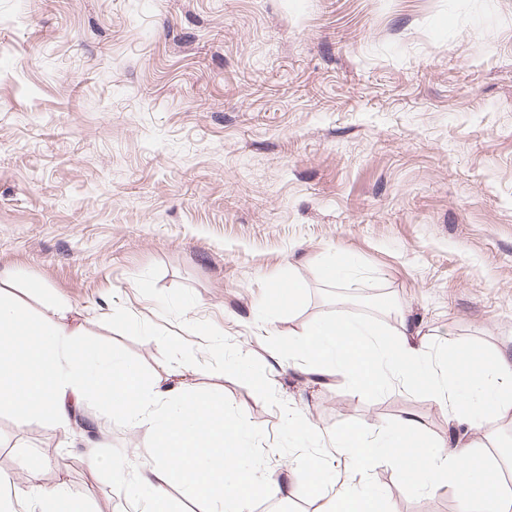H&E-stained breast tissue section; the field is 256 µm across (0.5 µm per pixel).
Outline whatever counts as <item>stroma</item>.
Here are the masks:
<instances>
[{
  "mask_svg": "<svg viewBox=\"0 0 512 512\" xmlns=\"http://www.w3.org/2000/svg\"><path fill=\"white\" fill-rule=\"evenodd\" d=\"M352 258L328 283L323 261ZM183 285L208 321L265 366L278 396L329 435L340 422L414 415L448 441L428 393L314 381L289 359L309 327L353 318L392 334L402 306L419 342L512 350V0H0V271L29 313L42 284L75 306L100 352L164 380L159 344L105 323L116 306L179 332L135 279ZM303 283L298 304L265 309ZM181 332V331H180ZM258 431L269 474L282 422L249 387L196 367ZM41 460L89 512H130L106 460L152 465V440L97 402L69 430L0 407V479ZM102 459L101 467L90 465ZM383 512H459L372 460Z\"/></svg>",
  "mask_w": 512,
  "mask_h": 512,
  "instance_id": "1",
  "label": "stroma"
}]
</instances>
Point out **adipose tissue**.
Masks as SVG:
<instances>
[{"label":"adipose tissue","instance_id":"obj_1","mask_svg":"<svg viewBox=\"0 0 512 512\" xmlns=\"http://www.w3.org/2000/svg\"><path fill=\"white\" fill-rule=\"evenodd\" d=\"M48 309L52 318L44 321L0 294V407L65 429L84 402L97 401L110 416L153 439L155 462L148 471L113 470L146 502L145 512H174L167 488L175 482L185 495L206 500L209 512H250L253 486L227 483L226 474L245 457L263 469L252 446L256 430L228 416L223 397H199L182 382H147L137 364L88 345L82 330L70 325V303L52 300ZM399 325L391 337L361 320L329 318L312 325L306 341L290 353L301 356L311 372L343 374L360 390L381 391L395 383L425 390L471 430L481 429L489 417L512 416V354L461 347L441 357L415 342L407 317ZM334 446L349 469L365 470L371 458L383 456L424 492L448 488L461 512H512V495L503 492L496 466L464 438L448 444L426 438L415 418L365 433L337 431ZM382 498L358 481L325 497L319 512H378ZM18 499L38 512H85L62 484L47 490L31 482L10 495L0 492V512H15Z\"/></svg>","mask_w":512,"mask_h":512}]
</instances>
